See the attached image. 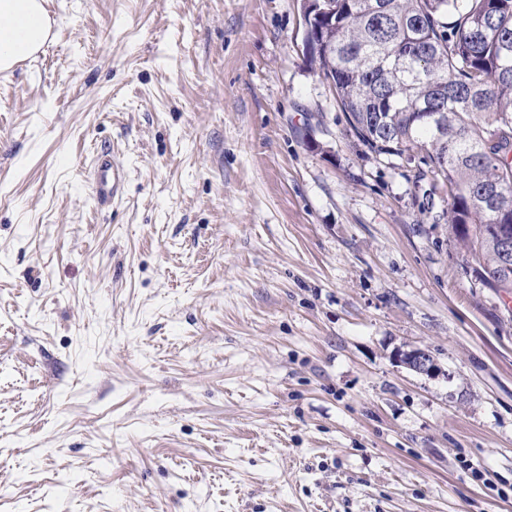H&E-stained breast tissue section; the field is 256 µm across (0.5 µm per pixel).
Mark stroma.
Segmentation results:
<instances>
[{
  "instance_id": "obj_1",
  "label": "stroma",
  "mask_w": 512,
  "mask_h": 512,
  "mask_svg": "<svg viewBox=\"0 0 512 512\" xmlns=\"http://www.w3.org/2000/svg\"><path fill=\"white\" fill-rule=\"evenodd\" d=\"M48 4L0 73V512H512V302L354 137L301 0ZM127 172L109 151L102 150L94 160V172L89 189L100 205H109L119 198L126 182ZM393 358L396 363L417 374L432 376L439 371L434 357L423 348L398 349Z\"/></svg>"
}]
</instances>
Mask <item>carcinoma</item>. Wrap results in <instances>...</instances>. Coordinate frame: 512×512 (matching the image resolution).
Here are the masks:
<instances>
[{
  "label": "carcinoma",
  "mask_w": 512,
  "mask_h": 512,
  "mask_svg": "<svg viewBox=\"0 0 512 512\" xmlns=\"http://www.w3.org/2000/svg\"><path fill=\"white\" fill-rule=\"evenodd\" d=\"M311 70L374 156L415 153L442 183L462 257L487 274L512 222V0H311Z\"/></svg>",
  "instance_id": "carcinoma-1"
}]
</instances>
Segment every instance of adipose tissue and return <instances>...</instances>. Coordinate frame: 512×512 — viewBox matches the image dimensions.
Wrapping results in <instances>:
<instances>
[{
    "label": "adipose tissue",
    "mask_w": 512,
    "mask_h": 512,
    "mask_svg": "<svg viewBox=\"0 0 512 512\" xmlns=\"http://www.w3.org/2000/svg\"><path fill=\"white\" fill-rule=\"evenodd\" d=\"M49 33L40 0H0V61L5 66L35 58Z\"/></svg>",
    "instance_id": "adipose-tissue-1"
}]
</instances>
